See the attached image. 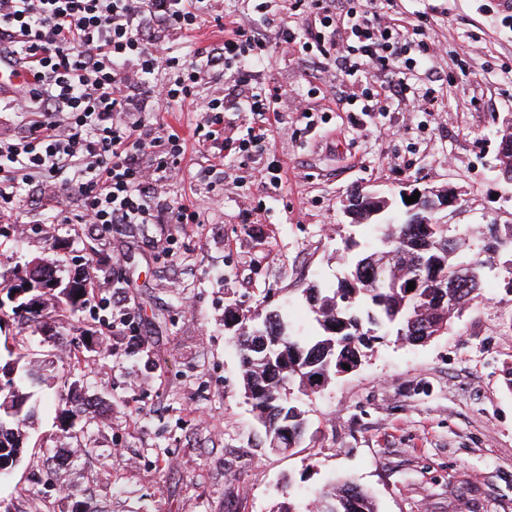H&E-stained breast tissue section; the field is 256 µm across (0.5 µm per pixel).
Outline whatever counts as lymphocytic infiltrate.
I'll use <instances>...</instances> for the list:
<instances>
[{
	"instance_id": "obj_1",
	"label": "lymphocytic infiltrate",
	"mask_w": 512,
	"mask_h": 512,
	"mask_svg": "<svg viewBox=\"0 0 512 512\" xmlns=\"http://www.w3.org/2000/svg\"><path fill=\"white\" fill-rule=\"evenodd\" d=\"M293 7L311 20L307 35L286 25L272 45L248 19L231 16L221 25L223 40L190 60L159 52L154 42L165 33L191 37L211 0H0V55L31 77L20 92L0 87L7 109L27 116L18 141H0V205H12L31 179L50 191L73 183L82 196L78 223L104 232L153 223L162 206L150 188L157 175L179 174L184 140L168 126L145 129L143 115L196 106L195 88L205 76L233 72L241 94L210 100L196 130L203 141L231 143L249 156L283 103L278 88L250 84L253 67L274 46L336 66L351 79L349 104L362 111L383 112L406 98L419 111H435L432 91L410 82L416 67L431 62L421 26L381 22L360 0H294ZM377 72L389 81L372 82ZM229 110L258 116L247 137L229 136ZM145 152L152 165L142 164Z\"/></svg>"
}]
</instances>
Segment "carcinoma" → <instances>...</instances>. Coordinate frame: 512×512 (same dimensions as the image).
<instances>
[{"label":"carcinoma","instance_id":"obj_1","mask_svg":"<svg viewBox=\"0 0 512 512\" xmlns=\"http://www.w3.org/2000/svg\"><path fill=\"white\" fill-rule=\"evenodd\" d=\"M434 216L421 206L406 218L389 224L384 235L363 251L346 256L347 273L353 285L338 283L328 288H309L315 332L300 336L288 327L280 311L266 314L258 324L235 336L243 370L245 393L269 438L280 426H288V437L279 439L283 449L299 447L307 427L305 411L288 398L286 388L301 386L315 376H332L340 365L361 364L363 349L377 339L375 329H385L397 340L423 345L448 329L480 297L485 269L493 267L501 236L512 238V224H484L486 258L470 253L465 240L448 235V225L434 224ZM98 259L91 255L83 264L81 277L63 280L56 294L58 312L67 325L80 333L85 352L102 354V340L82 322L87 305L98 298L93 279ZM472 273L470 285L458 289L454 305L448 289L459 272ZM415 282V289L407 290ZM44 301L31 300L29 335L43 333ZM0 364V478L11 474L22 453V428L43 400L36 391L41 379L31 353L8 351ZM83 372H67L50 400L57 407L59 431L72 440L84 456L98 455L93 439L98 422L79 419L74 406ZM316 512H378L374 500L359 486L341 482L323 491Z\"/></svg>","mask_w":512,"mask_h":512}]
</instances>
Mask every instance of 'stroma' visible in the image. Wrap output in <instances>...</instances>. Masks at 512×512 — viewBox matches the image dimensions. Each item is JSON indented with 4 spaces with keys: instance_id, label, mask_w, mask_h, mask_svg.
<instances>
[{
    "instance_id": "obj_1",
    "label": "stroma",
    "mask_w": 512,
    "mask_h": 512,
    "mask_svg": "<svg viewBox=\"0 0 512 512\" xmlns=\"http://www.w3.org/2000/svg\"><path fill=\"white\" fill-rule=\"evenodd\" d=\"M215 0V13L248 17L269 42L282 25L304 28L287 0ZM393 14L424 22L432 69L415 85L433 87L438 109L393 101L386 112L336 111L348 82L301 53L273 52L256 86L277 87L280 112L265 149L246 161L215 153L193 131L197 112L148 115L186 140L178 180L160 179L158 223L103 233L75 223L77 187L53 193L29 185L0 210V276L21 274L38 257L62 260L72 277L87 252L101 261L104 298L120 292L137 341L112 329L111 309L87 308L112 356L86 365L87 395L112 400L96 434L102 455L56 468L42 442L57 439L55 411L40 409L24 429V454L0 501L16 512H270L294 485L299 505L349 480L378 512H512V274L486 270L481 297L446 334L423 345L387 336L355 371L301 397L307 430L300 447L276 451L242 386V368L224 307L287 312L307 333L306 291L345 271V239L367 246L377 224L351 225L348 198L361 187L392 200L377 223L403 215L400 192L448 187L456 206L441 212L453 234L512 224V186L497 175L499 144L512 130V11L501 0H395ZM185 205L193 224L172 223Z\"/></svg>"
}]
</instances>
